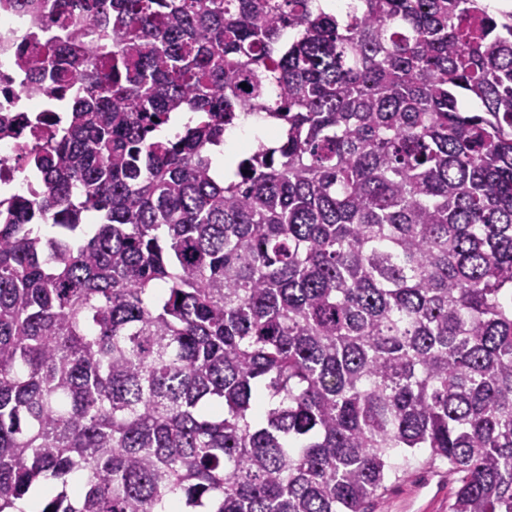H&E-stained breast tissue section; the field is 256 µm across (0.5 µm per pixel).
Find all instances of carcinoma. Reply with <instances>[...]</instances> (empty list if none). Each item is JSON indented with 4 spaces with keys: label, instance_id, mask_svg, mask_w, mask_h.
I'll list each match as a JSON object with an SVG mask.
<instances>
[{
    "label": "carcinoma",
    "instance_id": "cac0c4a2",
    "mask_svg": "<svg viewBox=\"0 0 512 512\" xmlns=\"http://www.w3.org/2000/svg\"><path fill=\"white\" fill-rule=\"evenodd\" d=\"M18 3L81 88L0 209V512H374L417 451L512 512V11Z\"/></svg>",
    "mask_w": 512,
    "mask_h": 512
}]
</instances>
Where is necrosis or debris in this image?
<instances>
[{
    "mask_svg": "<svg viewBox=\"0 0 512 512\" xmlns=\"http://www.w3.org/2000/svg\"><path fill=\"white\" fill-rule=\"evenodd\" d=\"M32 30L30 15L20 10H0V198L33 201L41 191L39 178L25 173L20 141L45 145L48 132L65 118L59 94L30 88L28 70L16 51ZM26 117L23 134L9 127L17 117Z\"/></svg>",
    "mask_w": 512,
    "mask_h": 512,
    "instance_id": "1",
    "label": "necrosis or debris"
}]
</instances>
